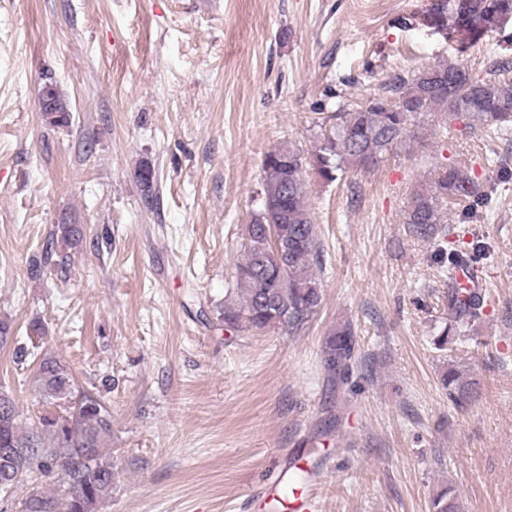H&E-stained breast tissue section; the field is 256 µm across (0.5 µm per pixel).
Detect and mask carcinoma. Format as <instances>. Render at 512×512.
<instances>
[{"label": "carcinoma", "instance_id": "1", "mask_svg": "<svg viewBox=\"0 0 512 512\" xmlns=\"http://www.w3.org/2000/svg\"><path fill=\"white\" fill-rule=\"evenodd\" d=\"M512 22V0H430L419 23L465 50L490 32ZM495 65L483 78L474 77L454 62H439L411 78L395 73L383 83L382 94L357 108L338 107L320 126L321 145L313 160L317 173L327 181L352 168L366 169L392 151L407 131L409 122L434 113L444 124L462 122L466 130L491 127L505 135L512 130V80L497 73ZM54 111L51 124L64 126L70 115L58 91L50 88ZM260 209L245 225V255L236 265L235 300L224 304V328L248 326L255 330L297 332L303 329L321 304V283L313 268L321 264L322 246L317 224L306 205L308 181L305 159L290 144L276 146L262 161ZM137 180L148 197L153 195L155 172L140 166ZM483 197L480 184L468 168L452 164L436 167L429 187L415 190L403 223L419 239H446L452 230L443 224L442 204H464L476 214ZM59 238L67 246L80 243L75 224H61ZM475 251L454 250L442 255L448 273L467 267ZM448 291L451 319L435 341V349H448L449 336L472 325L481 316L482 296L473 292L459 297ZM352 329L331 334L322 349L321 364L331 382L345 376L353 364ZM35 388L55 403L75 390V377L52 353L36 362ZM442 385L453 398L465 396L470 383L450 367ZM87 406L79 420L67 412L47 413L24 425L15 401L0 390V493H9L23 475L59 478L52 491L34 488L22 502L21 512H97L112 493L116 478L112 459L103 452V441L112 434V410L94 395H85ZM432 512H458L451 489L432 499Z\"/></svg>", "mask_w": 512, "mask_h": 512}]
</instances>
